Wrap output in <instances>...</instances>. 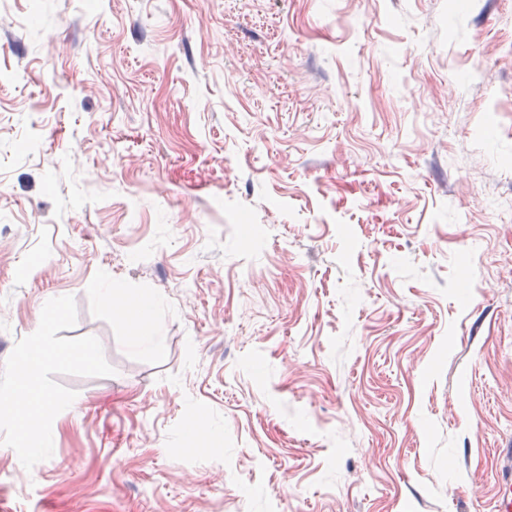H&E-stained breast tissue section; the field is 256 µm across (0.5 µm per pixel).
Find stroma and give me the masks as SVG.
<instances>
[{"label":"stroma","instance_id":"stroma-1","mask_svg":"<svg viewBox=\"0 0 512 512\" xmlns=\"http://www.w3.org/2000/svg\"><path fill=\"white\" fill-rule=\"evenodd\" d=\"M509 199L512 0H0V365L115 369L0 512H492ZM144 299H146V297H142L138 300L125 295L123 289L119 286H114V289H111L110 294L107 296V301L110 306L113 307L114 311L123 318H131L139 333L146 335L150 330L142 327V324L144 314L151 308L152 304L149 298L147 299H149L150 304L143 302Z\"/></svg>","mask_w":512,"mask_h":512}]
</instances>
